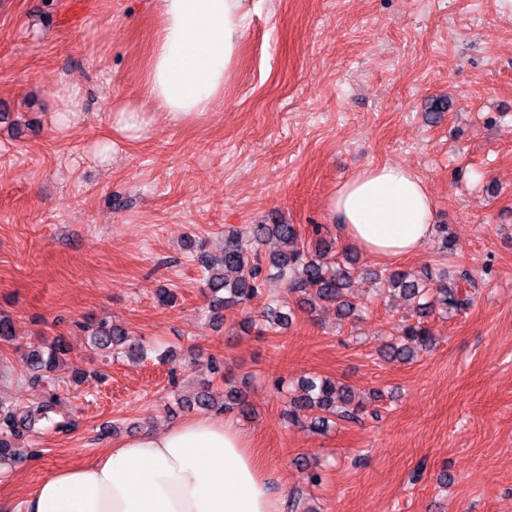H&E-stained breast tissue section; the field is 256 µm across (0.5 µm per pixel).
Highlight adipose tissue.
<instances>
[{"mask_svg":"<svg viewBox=\"0 0 512 512\" xmlns=\"http://www.w3.org/2000/svg\"><path fill=\"white\" fill-rule=\"evenodd\" d=\"M249 15L250 0H159L145 79L154 111L187 123L214 109ZM331 209L343 237L381 259L416 253L433 232L425 183L398 164L358 170L337 187ZM23 512H281V500L236 422L189 416L53 472Z\"/></svg>","mask_w":512,"mask_h":512,"instance_id":"obj_1","label":"adipose tissue"}]
</instances>
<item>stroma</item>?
<instances>
[{"label":"stroma","mask_w":512,"mask_h":512,"mask_svg":"<svg viewBox=\"0 0 512 512\" xmlns=\"http://www.w3.org/2000/svg\"><path fill=\"white\" fill-rule=\"evenodd\" d=\"M158 24L157 0H0V315L14 329L0 341V399L43 394L18 348H66L60 402L27 439L35 458L0 469V512L131 428L189 416L178 398L214 358V388L241 389L253 415H210L249 434L281 499L318 512H512V13L497 0H259L217 110L189 124L155 115L101 161L111 104L146 102ZM69 83L82 117L58 135ZM385 163L423 180L435 229L411 257L361 254L357 316L305 306L279 332L246 333L244 311L214 314L201 251L272 221L346 248L330 200ZM461 266L480 281L472 306L429 316L418 360L385 359L416 316L376 295L373 272ZM104 320L155 355L101 357L82 325ZM308 375L348 385L360 421L323 433L306 411L288 422Z\"/></svg>","instance_id":"1"}]
</instances>
